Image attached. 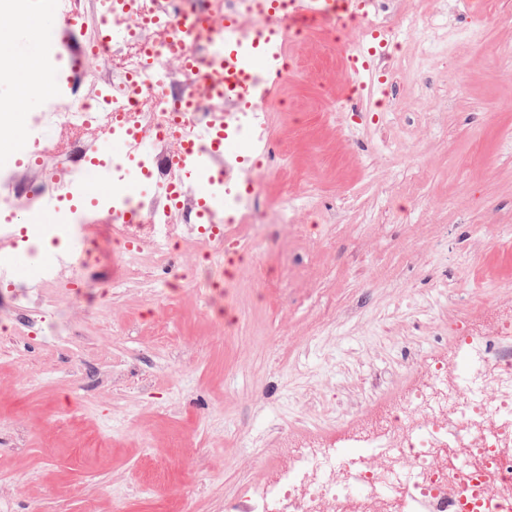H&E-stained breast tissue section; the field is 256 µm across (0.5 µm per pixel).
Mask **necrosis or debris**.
<instances>
[{"instance_id":"1","label":"necrosis or debris","mask_w":512,"mask_h":512,"mask_svg":"<svg viewBox=\"0 0 512 512\" xmlns=\"http://www.w3.org/2000/svg\"><path fill=\"white\" fill-rule=\"evenodd\" d=\"M359 38L388 47L401 32H414L409 14L390 0H358ZM98 24H111L112 42L98 57L110 75L93 93L62 98L50 80L39 91L49 108L32 118L38 137L19 134L0 99V131L13 150L33 147L40 167L23 178L0 170V206L12 209L49 197L83 191L91 160L112 178V192L95 202L99 225L118 245L112 285L124 287L141 275L139 259L156 266L174 248L201 256L202 287L227 259L258 245L264 210L255 184L278 164L282 150L271 127L275 104L257 92L250 107L227 98L201 100L184 113L195 93L194 76L173 49L179 20L195 14L238 13L240 39L255 21L245 0H93ZM249 148L240 156L211 157V222H194V189L178 159L185 141L206 144L215 125ZM125 138V152L112 156V136ZM156 185L134 191L124 180L129 166ZM91 251L59 257L34 268L41 289L38 319L55 315L59 291L75 287ZM224 512H512V303L496 302L479 318L459 325L449 348L427 357L397 396L355 426L331 434L316 426L282 430L264 461L260 482H243L224 499Z\"/></svg>"}]
</instances>
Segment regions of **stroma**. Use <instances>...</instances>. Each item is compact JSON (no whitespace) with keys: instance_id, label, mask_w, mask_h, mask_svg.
<instances>
[{"instance_id":"obj_1","label":"stroma","mask_w":512,"mask_h":512,"mask_svg":"<svg viewBox=\"0 0 512 512\" xmlns=\"http://www.w3.org/2000/svg\"><path fill=\"white\" fill-rule=\"evenodd\" d=\"M381 92L348 99L345 48L297 46L312 71L278 93L288 173L314 184L295 241L268 213L259 249L205 304L196 257L112 289L101 259L65 292L66 335L19 332L37 289L0 287V512H223L284 424L340 430L388 401L477 308L512 299V0H403ZM379 102L380 123L336 116ZM336 309L322 340L316 314Z\"/></svg>"}]
</instances>
